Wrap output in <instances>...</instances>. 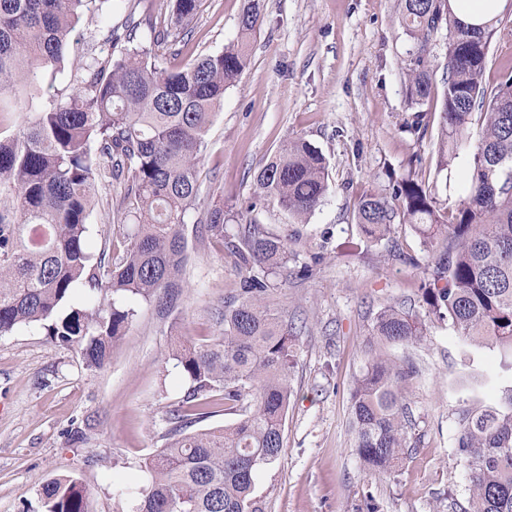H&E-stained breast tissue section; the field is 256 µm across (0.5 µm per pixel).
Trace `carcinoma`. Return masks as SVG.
Masks as SVG:
<instances>
[{"mask_svg":"<svg viewBox=\"0 0 512 512\" xmlns=\"http://www.w3.org/2000/svg\"><path fill=\"white\" fill-rule=\"evenodd\" d=\"M106 2L0 0V112L10 104L29 114L26 125L0 136V336L40 325L53 341L78 348L90 369L107 363L133 319L134 310L119 299L175 307L206 135L225 90L248 62L240 41L172 69L159 67L155 49L182 53L201 0H173L166 20L136 0L121 24L101 33L111 52L78 67L72 93L57 97L50 90L81 18ZM399 2L412 41L404 72L410 104L434 97L430 50L438 38L446 40L435 176L451 180L462 155L468 168L451 208L439 199L437 182L410 172L387 195L358 197L354 221L364 239L377 242L395 224L412 225L435 254L421 288L427 314L476 345L512 352V67L504 65L502 80L486 87L496 21L467 23L451 13L449 0ZM259 11V0H249L242 31L253 29ZM328 178L321 151L297 138L279 148L256 182L263 199L301 223L322 202ZM112 180L124 187L119 207L134 228L123 248L95 260L86 221L97 185ZM199 231L234 257L238 286L210 312L219 334L173 352L191 387L172 412L171 440L146 461L152 481L142 512H261L254 474L282 451L296 330L267 299L270 277L288 280L291 251L263 224L224 234L222 207L208 211ZM78 286L88 290L83 307L69 304ZM373 332L408 344L422 339L424 323L387 306ZM415 373L410 363L376 356L356 381L355 447L371 470H390L417 447L403 395ZM214 391L237 419L193 429ZM461 421L458 447L470 483L461 512H512V406L468 411ZM39 508L92 512L72 476L43 482Z\"/></svg>","mask_w":512,"mask_h":512,"instance_id":"1","label":"carcinoma"}]
</instances>
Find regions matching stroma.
Wrapping results in <instances>:
<instances>
[{
	"instance_id": "1",
	"label": "stroma",
	"mask_w": 512,
	"mask_h": 512,
	"mask_svg": "<svg viewBox=\"0 0 512 512\" xmlns=\"http://www.w3.org/2000/svg\"><path fill=\"white\" fill-rule=\"evenodd\" d=\"M248 0H202L190 24V59L239 38L249 62L224 93L200 163L198 207L188 217L187 286L180 305L161 316L154 304L129 300L135 316L107 365L87 368L78 349L55 344L45 329L0 336V512H36L42 482L73 476L94 512H137L151 480L145 460L166 443L170 417L189 382L172 356L175 344L216 332L209 311L238 281L233 257L200 238L207 210L231 213L227 230L266 224L293 240L291 269L274 289L278 310L301 323L277 462L260 467L255 495L263 512H453L469 499L458 453L461 415L505 407L512 374L499 348L466 345L447 322L427 316L420 286L433 262L412 225L388 239L360 242L352 203L366 191L419 166L434 170L438 127L425 137L410 126L402 67L410 48L397 0H262L258 21L242 34ZM127 0L106 18L84 16L75 50L55 91L70 93L75 69L92 55L90 34L121 23ZM485 73L496 85L512 60V0L499 14ZM302 137L328 163L329 190L306 223L257 194L255 177L278 148ZM119 185H99L88 219L92 254L119 249L128 230L114 215ZM395 305L425 320V337L389 345L373 336V318ZM412 361L405 401L421 442L387 472L366 469L351 428V392L371 356Z\"/></svg>"
}]
</instances>
